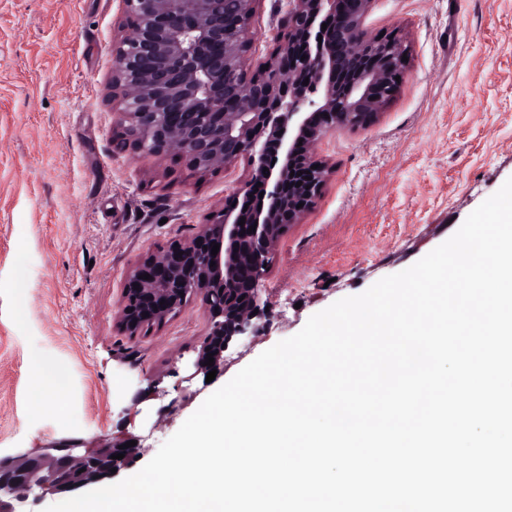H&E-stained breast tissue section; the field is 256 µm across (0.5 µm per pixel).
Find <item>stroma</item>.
Here are the masks:
<instances>
[{
	"mask_svg": "<svg viewBox=\"0 0 512 512\" xmlns=\"http://www.w3.org/2000/svg\"><path fill=\"white\" fill-rule=\"evenodd\" d=\"M123 0H0V454L63 439L136 438L138 472L202 402L315 313L449 239L512 177V0H376L371 35L398 32L408 65L368 126L323 138L329 179L276 245L264 314L207 380L194 367L201 296L131 337L116 315L129 269L192 238L248 178L246 160L199 175L169 154L119 149L112 104ZM262 0L250 67L284 16ZM67 384L64 416L33 411L28 365Z\"/></svg>",
	"mask_w": 512,
	"mask_h": 512,
	"instance_id": "1",
	"label": "stroma"
}]
</instances>
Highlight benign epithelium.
Masks as SVG:
<instances>
[{
    "label": "benign epithelium",
    "instance_id": "benign-epithelium-1",
    "mask_svg": "<svg viewBox=\"0 0 512 512\" xmlns=\"http://www.w3.org/2000/svg\"><path fill=\"white\" fill-rule=\"evenodd\" d=\"M260 2L124 0L128 33L115 47L112 100L120 124L133 132L128 147L155 157L174 153L202 174L245 159L250 179L235 198L257 184L268 198L260 215L233 205L211 215L190 241L139 260L126 275L116 324L129 336L177 314L189 296L203 297L208 327L194 361L203 374L222 373L224 352L253 335L271 252L303 223L330 173L314 146L375 120L407 65L402 37L367 31L375 0H285L269 67L242 78ZM218 290L224 299L214 302ZM125 443L84 448L70 439L0 457V512H29L36 492L67 493L112 478L111 469L128 467L138 452ZM118 453L124 458H114Z\"/></svg>",
    "mask_w": 512,
    "mask_h": 512
}]
</instances>
